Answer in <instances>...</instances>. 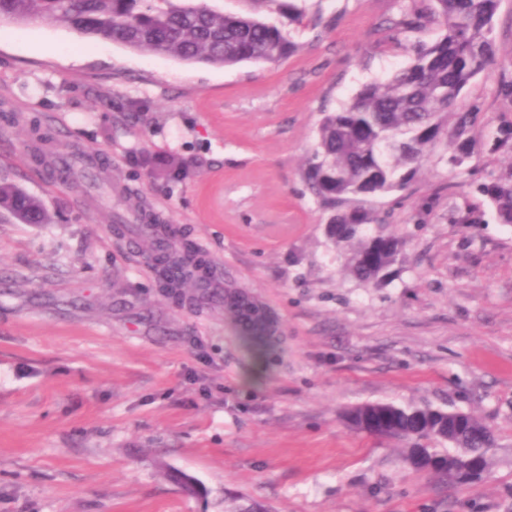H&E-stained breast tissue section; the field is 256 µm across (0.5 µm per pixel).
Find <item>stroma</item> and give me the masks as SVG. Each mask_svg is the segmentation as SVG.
<instances>
[{"label":"stroma","mask_w":512,"mask_h":512,"mask_svg":"<svg viewBox=\"0 0 512 512\" xmlns=\"http://www.w3.org/2000/svg\"><path fill=\"white\" fill-rule=\"evenodd\" d=\"M298 46L276 64H187L88 40L46 20L0 26V179L41 200L46 224L0 211V512H512V224L471 173L439 155L409 188L370 199L375 234L406 242L378 283L354 279L302 178L319 121L431 42L437 25L387 29L406 0H294L302 23L245 0ZM497 63L464 99L512 110V0L493 20ZM103 187L48 181L74 151ZM147 156L152 167L138 166ZM182 164L176 180L168 162ZM481 213L455 224L449 208ZM139 224L173 248L206 241L216 280L279 321L250 350L223 300L165 296ZM367 403L481 419L494 443L480 480L438 490L402 445L351 427ZM186 483H178V476Z\"/></svg>","instance_id":"1"}]
</instances>
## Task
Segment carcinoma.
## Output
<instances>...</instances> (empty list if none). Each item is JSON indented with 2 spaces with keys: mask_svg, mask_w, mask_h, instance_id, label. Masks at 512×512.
Returning a JSON list of instances; mask_svg holds the SVG:
<instances>
[{
  "mask_svg": "<svg viewBox=\"0 0 512 512\" xmlns=\"http://www.w3.org/2000/svg\"><path fill=\"white\" fill-rule=\"evenodd\" d=\"M498 4L499 0H410L392 27L417 30L437 23L442 26L439 35L390 79L364 85L349 103L323 115L303 177L329 211L327 223L337 226L329 239L352 248L348 269L355 279L378 281L402 248L396 236L365 234L366 226L382 220L363 201L405 189L442 141L452 171L463 172L475 153L481 112L476 103L463 104L462 94L495 63L493 19ZM36 18L86 39L169 55L188 64H278L296 50L278 26L250 12L225 14L197 0H0V25ZM485 145L494 153L512 155V113L500 116ZM476 191L500 223L512 224V164L477 183ZM0 208L22 224L49 221L41 201L11 182H0ZM142 230L156 239L154 257L166 287L181 289L193 277L197 288L214 293L205 263L192 249L173 254L161 248L165 228L159 224H145ZM224 303L250 343L271 345L265 339V321L253 314L254 302L226 288ZM367 419L375 435L403 443L405 464H410L417 441L430 439L448 444L426 449L433 465L442 469L455 456L475 468L462 485L481 478L492 441L480 431L478 419H473L474 426L458 430L452 443L448 412L442 409L376 404Z\"/></svg>",
  "mask_w": 512,
  "mask_h": 512,
  "instance_id": "carcinoma-1",
  "label": "carcinoma"
}]
</instances>
